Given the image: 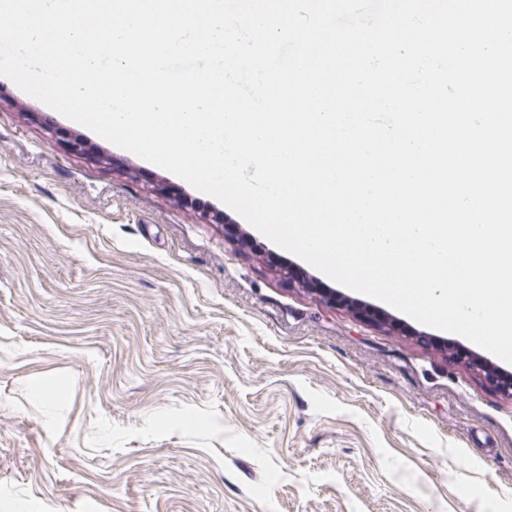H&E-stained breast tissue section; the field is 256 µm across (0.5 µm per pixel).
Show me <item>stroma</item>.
<instances>
[{
    "mask_svg": "<svg viewBox=\"0 0 512 512\" xmlns=\"http://www.w3.org/2000/svg\"><path fill=\"white\" fill-rule=\"evenodd\" d=\"M459 348L0 76V512H512Z\"/></svg>",
    "mask_w": 512,
    "mask_h": 512,
    "instance_id": "1",
    "label": "stroma"
}]
</instances>
